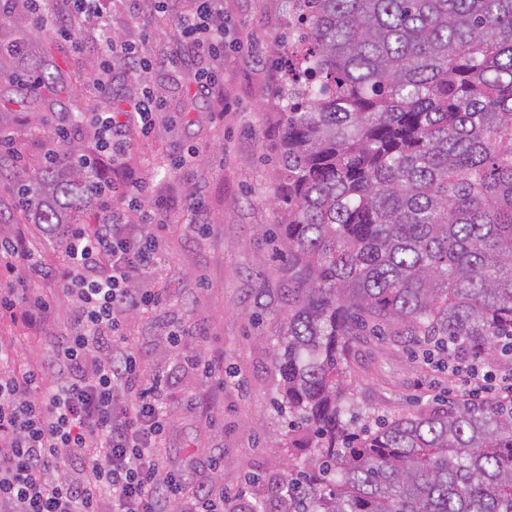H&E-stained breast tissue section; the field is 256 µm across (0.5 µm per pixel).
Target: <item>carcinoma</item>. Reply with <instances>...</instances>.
I'll return each instance as SVG.
<instances>
[{"mask_svg":"<svg viewBox=\"0 0 512 512\" xmlns=\"http://www.w3.org/2000/svg\"><path fill=\"white\" fill-rule=\"evenodd\" d=\"M281 87L278 512H512V393L356 426L355 336L483 354L512 336V0H297ZM33 102L63 91L42 59ZM37 224L96 190L83 149L16 173Z\"/></svg>","mask_w":512,"mask_h":512,"instance_id":"obj_1","label":"carcinoma"}]
</instances>
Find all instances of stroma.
<instances>
[{"mask_svg":"<svg viewBox=\"0 0 512 512\" xmlns=\"http://www.w3.org/2000/svg\"><path fill=\"white\" fill-rule=\"evenodd\" d=\"M125 0H112V29L122 39L143 43L155 61L146 78L113 87L99 97L101 110L130 109L142 87L164 99L166 110L151 133L128 129V169L148 174L154 198L164 200L169 218L157 227L161 267L135 280L160 293L147 312L126 316L125 335L138 352L145 379L164 372L172 381L163 393L164 457L170 470L185 473L191 486L223 480L242 490L243 501L268 494L289 469H303L308 451L281 447L287 432L277 401L280 376L273 346L284 310L285 282L277 271L271 230L285 220L278 199L284 77L297 24L294 0H224L230 23L223 70L225 109L198 99L187 72L164 66L178 37L173 17L144 15L131 20ZM69 90L31 103L19 81L0 76V130L12 133L28 163L41 162L43 129L69 111L73 93L88 85L84 49L61 41L56 54ZM197 151L195 161L172 169L175 158ZM10 166L0 167V237L26 235L42 246L39 225L16 207ZM203 206L193 210L191 198ZM70 305L57 301V318L43 331L0 317V341L11 342L22 361L39 363L48 336L64 330ZM206 352L214 370L182 367L184 356ZM350 384L360 406L374 415L448 408L463 394L449 388L438 355L392 336L353 340ZM198 398L190 409L189 398ZM222 469H214V462Z\"/></svg>","mask_w":512,"mask_h":512,"instance_id":"obj_1","label":"stroma"}]
</instances>
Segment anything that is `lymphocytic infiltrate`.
Wrapping results in <instances>:
<instances>
[{"mask_svg":"<svg viewBox=\"0 0 512 512\" xmlns=\"http://www.w3.org/2000/svg\"><path fill=\"white\" fill-rule=\"evenodd\" d=\"M177 10L174 0H128V11L175 13L184 46L166 66L189 71L199 96L223 83L219 70L202 66L224 53L223 0H190ZM97 88L116 77L143 72L151 59L133 43L105 40ZM163 101L142 88L131 115L92 112L79 123L61 120L47 134L45 160L81 132L93 139V154L106 155L121 184L103 183L95 195L90 224H48L54 259L24 237L0 239V315L39 330L54 318L52 296L40 289L51 282L71 305L70 332L50 338L40 365L20 363L13 345L0 342V512H167L182 499L184 479L167 470L162 454L167 374L142 377L130 337L122 331L127 314L158 303V293L135 287L137 276L155 267L160 245L151 224L165 209L150 200L147 179L123 172L130 150L127 124L149 131ZM448 377L468 396L512 388V352L500 355L497 371L487 370L479 353L448 349Z\"/></svg>","mask_w":512,"mask_h":512,"instance_id":"lymphocytic-infiltrate-1","label":"lymphocytic infiltrate"}]
</instances>
